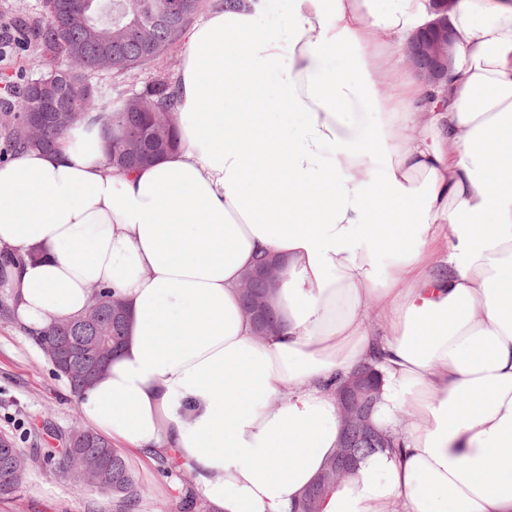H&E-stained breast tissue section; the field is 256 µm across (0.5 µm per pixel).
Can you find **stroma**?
<instances>
[{
  "label": "stroma",
  "mask_w": 512,
  "mask_h": 512,
  "mask_svg": "<svg viewBox=\"0 0 512 512\" xmlns=\"http://www.w3.org/2000/svg\"><path fill=\"white\" fill-rule=\"evenodd\" d=\"M44 14V0H0V78L39 75L42 56L36 45L17 50L11 42L20 21ZM185 51L180 40L149 65L120 76L102 72L98 78L140 92L158 76H178ZM11 304L10 292L0 287V436L20 448L28 465L19 490L0 495V512H113L110 495L61 476L44 457L48 451L59 453L65 433L82 419L66 379L35 339L6 314ZM132 466L144 488L135 512H203L202 500L187 504L184 494L169 489V477L156 465L136 460Z\"/></svg>",
  "instance_id": "obj_1"
}]
</instances>
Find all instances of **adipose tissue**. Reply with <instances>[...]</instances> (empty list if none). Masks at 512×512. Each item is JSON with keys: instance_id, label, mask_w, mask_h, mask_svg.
<instances>
[{"instance_id": "1", "label": "adipose tissue", "mask_w": 512, "mask_h": 512, "mask_svg": "<svg viewBox=\"0 0 512 512\" xmlns=\"http://www.w3.org/2000/svg\"><path fill=\"white\" fill-rule=\"evenodd\" d=\"M430 18L429 0H288L283 33L213 12L178 76L175 152L116 174L85 122L0 164L17 322L36 335L93 287L119 295L129 334L79 413L192 470L215 512H290L364 362L403 446L325 512H512V0L449 12L438 90L401 51ZM262 254L284 270L260 339L239 284Z\"/></svg>"}]
</instances>
